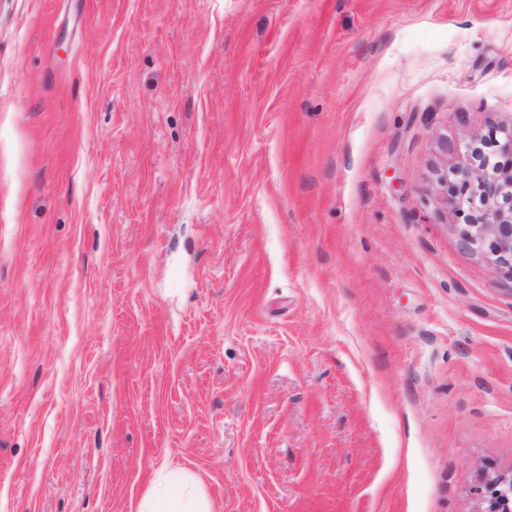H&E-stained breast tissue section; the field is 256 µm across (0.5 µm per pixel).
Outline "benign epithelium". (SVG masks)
Segmentation results:
<instances>
[{
  "label": "benign epithelium",
  "instance_id": "obj_1",
  "mask_svg": "<svg viewBox=\"0 0 512 512\" xmlns=\"http://www.w3.org/2000/svg\"><path fill=\"white\" fill-rule=\"evenodd\" d=\"M435 187L465 218L462 246L512 281V128L500 140L491 133L470 140L458 166L437 172ZM487 512H512L511 476L493 480Z\"/></svg>",
  "mask_w": 512,
  "mask_h": 512
}]
</instances>
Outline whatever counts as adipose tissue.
<instances>
[{"label":"adipose tissue","instance_id":"obj_1","mask_svg":"<svg viewBox=\"0 0 512 512\" xmlns=\"http://www.w3.org/2000/svg\"><path fill=\"white\" fill-rule=\"evenodd\" d=\"M159 491L149 493L140 512H212L211 503L200 480L183 469L164 472Z\"/></svg>","mask_w":512,"mask_h":512}]
</instances>
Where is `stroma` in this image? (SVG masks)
Instances as JSON below:
<instances>
[{"instance_id":"stroma-1","label":"stroma","mask_w":512,"mask_h":512,"mask_svg":"<svg viewBox=\"0 0 512 512\" xmlns=\"http://www.w3.org/2000/svg\"><path fill=\"white\" fill-rule=\"evenodd\" d=\"M494 127L512 0H0V512H485L512 293L434 178ZM159 480L161 490L146 495L139 512H212L200 479L191 473L173 469L162 473Z\"/></svg>"}]
</instances>
